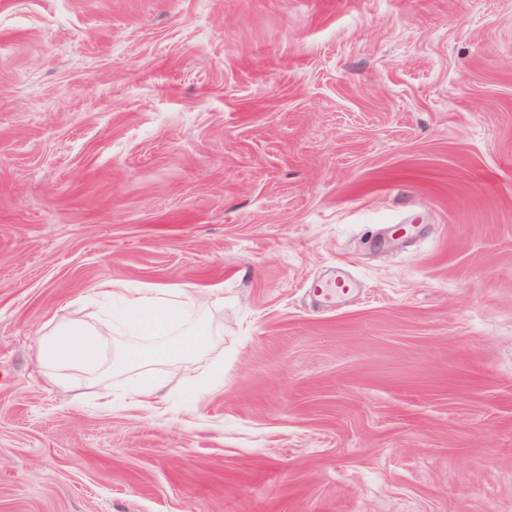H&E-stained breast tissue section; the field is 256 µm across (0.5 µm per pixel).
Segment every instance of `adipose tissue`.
Wrapping results in <instances>:
<instances>
[{"label":"adipose tissue","mask_w":512,"mask_h":512,"mask_svg":"<svg viewBox=\"0 0 512 512\" xmlns=\"http://www.w3.org/2000/svg\"><path fill=\"white\" fill-rule=\"evenodd\" d=\"M97 294L107 300L120 299L127 325L143 337V344L127 347L120 359L144 370L134 395V405L156 408L167 382L151 373V365L177 356L193 355L208 340L205 330L183 326L193 311L195 298L183 290L143 288L130 293L114 280L101 281ZM106 345L105 336L83 322L59 323L39 336L38 359L61 372L72 369L91 371L99 366Z\"/></svg>","instance_id":"obj_1"}]
</instances>
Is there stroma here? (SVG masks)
<instances>
[{
  "mask_svg": "<svg viewBox=\"0 0 512 512\" xmlns=\"http://www.w3.org/2000/svg\"><path fill=\"white\" fill-rule=\"evenodd\" d=\"M0 512H512V0H0ZM311 288H314V296L318 298L319 302L328 307L335 304L336 299L353 288V284L347 276L339 272L332 281L316 282L312 284ZM117 281L103 280L97 286V295L111 301L119 298L124 306L127 325L149 341L144 345L127 347L120 361L143 368L142 380L135 392L133 404L137 407L158 409L166 380L148 369L159 361L177 356H190L208 340V332L199 328L183 330L173 337L192 313L196 299L184 290L174 292L156 288H142L128 293ZM106 345V337L83 322L59 323L39 336L38 359L64 377L67 370L96 369Z\"/></svg>",
  "mask_w": 512,
  "mask_h": 512,
  "instance_id": "1",
  "label": "stroma"
}]
</instances>
